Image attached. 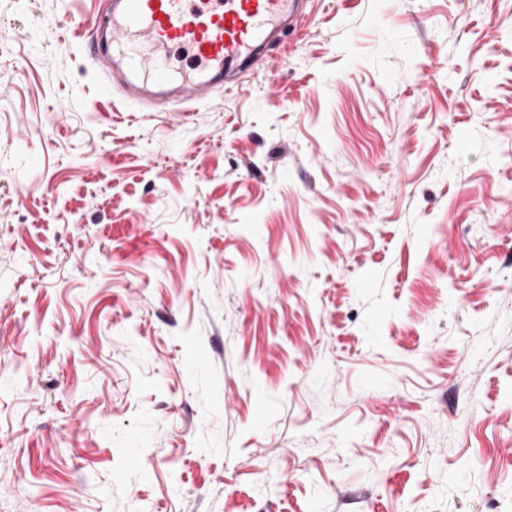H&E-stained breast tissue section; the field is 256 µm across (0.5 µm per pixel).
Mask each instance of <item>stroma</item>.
Listing matches in <instances>:
<instances>
[{
	"instance_id": "stroma-1",
	"label": "stroma",
	"mask_w": 512,
	"mask_h": 512,
	"mask_svg": "<svg viewBox=\"0 0 512 512\" xmlns=\"http://www.w3.org/2000/svg\"><path fill=\"white\" fill-rule=\"evenodd\" d=\"M103 5L0 0V512H512V0H316L185 115Z\"/></svg>"
}]
</instances>
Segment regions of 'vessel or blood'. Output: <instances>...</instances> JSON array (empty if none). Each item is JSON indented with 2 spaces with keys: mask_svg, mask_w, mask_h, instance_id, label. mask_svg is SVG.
<instances>
[{
  "mask_svg": "<svg viewBox=\"0 0 512 512\" xmlns=\"http://www.w3.org/2000/svg\"><path fill=\"white\" fill-rule=\"evenodd\" d=\"M309 0H108L88 53L105 83L129 102L180 112L220 91L245 88L244 76L270 44L302 27ZM190 62L174 68L172 51Z\"/></svg>",
  "mask_w": 512,
  "mask_h": 512,
  "instance_id": "vessel-or-blood-1",
  "label": "vessel or blood"
}]
</instances>
